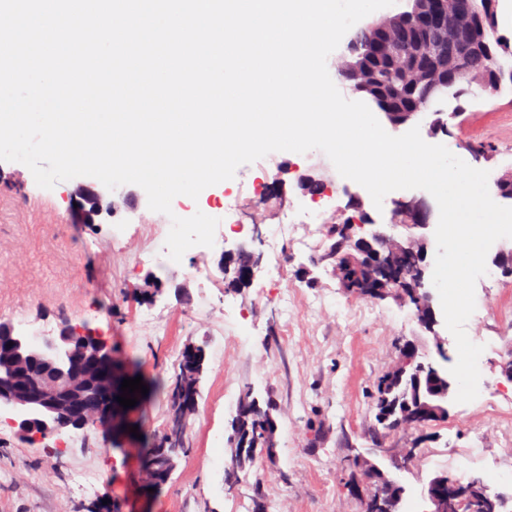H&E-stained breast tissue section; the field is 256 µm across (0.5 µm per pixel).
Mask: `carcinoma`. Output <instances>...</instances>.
Returning <instances> with one entry per match:
<instances>
[{"label": "carcinoma", "instance_id": "cac0c4a2", "mask_svg": "<svg viewBox=\"0 0 512 512\" xmlns=\"http://www.w3.org/2000/svg\"><path fill=\"white\" fill-rule=\"evenodd\" d=\"M499 0H448V17L466 13L477 17L487 29L483 46L465 55L454 53V46L470 40V30L459 27L454 40L445 44L440 39L438 24H433L429 42L424 48L423 61L440 55L449 60L454 70L451 85L428 83L411 84L407 75L408 50L412 30L418 20L410 17L393 25L389 40L395 50L396 61L390 62L374 55L372 31L367 27L357 29L347 44V56L355 70L366 83L362 93L366 94L378 108L389 112H404L408 109L423 111L438 96L453 90L460 99L470 92L473 75H483L493 81L495 94H500L504 84L512 85V41L499 35ZM329 244L325 247L318 263H326L337 271L335 278L340 287L348 293L362 296L369 293L359 267L347 261L351 254L352 240L329 226ZM252 250L243 249L234 256L224 259L231 272L225 275L224 288L227 290L247 286L245 270L250 264ZM205 345L189 344L181 352L178 367L170 381L166 383V413L164 430L159 438L166 437L167 427L178 421L177 437L180 456L188 452L187 437L191 419L198 410L200 387L205 372ZM432 371L426 367L412 366L403 376L397 378L380 377L376 384L374 406L377 409L376 421L382 430L390 428L401 414V403L412 399L423 402L445 400L441 395L430 392ZM277 431L270 400L262 401L246 390L240 398L235 413L227 426L226 448L229 460L224 467V485L236 487L247 479L256 458L257 449L271 448Z\"/></svg>", "mask_w": 512, "mask_h": 512}]
</instances>
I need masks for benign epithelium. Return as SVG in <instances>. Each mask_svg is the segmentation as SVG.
<instances>
[{"label": "benign epithelium", "mask_w": 512, "mask_h": 512, "mask_svg": "<svg viewBox=\"0 0 512 512\" xmlns=\"http://www.w3.org/2000/svg\"><path fill=\"white\" fill-rule=\"evenodd\" d=\"M303 193L313 195L331 193L321 178L307 174L298 179ZM75 224H95L103 210H112V192L107 188L92 189L76 182L70 192ZM392 221L408 230L404 240H398L379 229L360 235L357 229L366 223L365 215L349 218L337 229L355 238V261L363 277L373 288L372 298L392 295L413 306L420 325L442 344L444 339L436 327L440 325L432 305V295L427 280L429 229L432 207L423 197L400 198L393 202ZM402 255L414 261L415 287L410 294L403 293L404 284L395 272V259ZM0 348L18 355L30 354L41 365V381L32 391L17 381L11 365L0 357V410L11 415L10 423L32 445L43 443L73 428H93L103 435L112 434L118 422L112 393L114 392V364L112 343L101 332L91 328L66 323L49 336L34 342L10 323H0ZM416 347L403 346L398 365L390 374H400L413 364ZM94 385L105 396V404L97 411L86 414L81 406L84 390ZM490 499L498 495L490 492L482 481L470 479L443 481L433 479L427 485V499L432 505L430 512H452L469 506L474 488ZM398 504L394 483L382 480L381 485L366 492L365 506L377 505L385 512H393Z\"/></svg>", "instance_id": "1"}]
</instances>
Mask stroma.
Listing matches in <instances>:
<instances>
[{
    "label": "stroma",
    "mask_w": 512,
    "mask_h": 512,
    "mask_svg": "<svg viewBox=\"0 0 512 512\" xmlns=\"http://www.w3.org/2000/svg\"><path fill=\"white\" fill-rule=\"evenodd\" d=\"M448 121L449 134H431L434 113ZM414 123L430 144L498 178L512 170V90L488 96L481 90L454 99L446 94L420 112ZM495 146L490 160H478L465 145ZM315 169L333 185L335 210L345 209L356 182H344L319 150L290 155L273 152L252 163L254 176L273 178L288 163ZM0 320H27L58 328L68 321L100 329L112 342L114 360L127 361L128 377H141L138 396L111 438L93 434L60 450L54 441L30 445L15 428L0 425V512H87L102 500L119 501L123 512H241L262 493L269 512H362L350 484L363 475L348 461L372 457L405 489L402 512H426L425 487L438 473L460 480L481 477L508 500L512 484L501 481L505 458L493 409L512 414V380L501 370L512 358V319L500 306L512 299V277L495 267L494 285L476 287V316L466 323L469 338L492 344L478 361L479 395L451 403L447 420L409 430L375 432L374 394L378 379L395 363L400 343L422 338L411 306L393 298L358 297L340 288L330 269L312 262L327 245L307 248L280 224L274 205L250 185L231 179L205 188L198 199L177 198L172 215L200 211L214 215L216 202L238 201L249 232L248 248L270 264L272 246L284 243L286 264L272 278L254 276L248 287L228 291L219 271L235 237L204 251L187 250L181 262L147 256L131 224L69 221L71 181L39 187L18 162L0 164ZM206 271V279L193 269ZM268 290L257 294L258 287ZM291 336H284V329ZM206 346V373L199 413L191 423V451L157 494L141 492L138 467L142 438L160 430L169 380L183 348ZM233 377L225 390V377ZM254 389L271 400L277 420L273 455L259 458L236 490L224 489V435L231 409ZM422 439L423 454L404 469L391 466L387 451Z\"/></svg>",
    "instance_id": "1"
}]
</instances>
